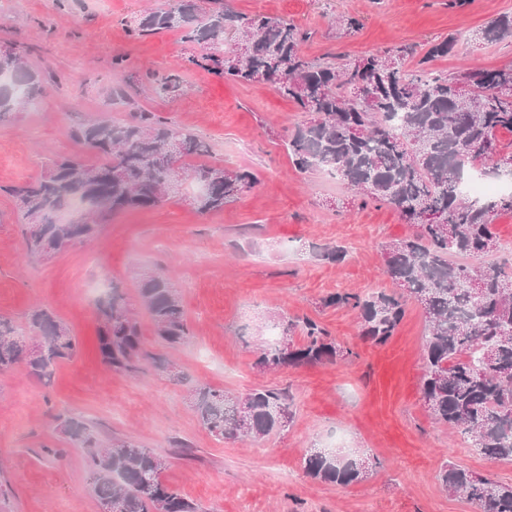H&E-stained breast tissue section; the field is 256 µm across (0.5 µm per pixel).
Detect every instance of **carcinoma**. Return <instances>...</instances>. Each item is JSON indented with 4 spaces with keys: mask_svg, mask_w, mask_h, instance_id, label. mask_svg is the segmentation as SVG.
<instances>
[{
    "mask_svg": "<svg viewBox=\"0 0 512 512\" xmlns=\"http://www.w3.org/2000/svg\"><path fill=\"white\" fill-rule=\"evenodd\" d=\"M209 3L201 14L194 0H167L125 24L126 32L139 40L180 30L184 40L210 49L190 57L192 65L242 85H271L309 114L288 140L296 168L338 179L364 203L391 205L415 228L411 236L381 246L383 273L396 290L336 292L322 305L356 311L361 337L384 345L408 303H418L427 322L420 393L431 418L460 433L485 459L512 462V265L474 264L501 250L494 219L512 212V193L477 202L459 189L467 171L489 177L512 173V65L457 77L426 69L453 51V37L429 43L411 72L404 64L414 49L403 43L343 62L311 59L302 51L309 33L287 19L240 15L227 0ZM479 37L486 43L512 41V12L487 22ZM0 76L12 78L0 84V121L44 92L42 75L19 51L0 54ZM70 137L105 162L87 166L56 158L41 176L6 188L25 220L30 257L98 234V224L58 220L75 201L85 212L107 203L115 214L170 199L179 187L166 155L171 140L182 144L180 167L198 184L199 212L222 211L257 183L246 169L190 164L210 153L209 142L151 112H139L125 124L78 122ZM139 296L161 343L176 347L189 338L179 293L168 278L145 272ZM97 309L96 350L104 366L130 374L143 363L165 368L145 349L123 294L112 289ZM29 321L45 350L24 359L11 322L0 318V372L23 363L30 376L48 380L58 364L80 353L81 343L45 308L32 310ZM285 330L288 339L298 332L303 341L260 350L257 369L335 363L352 355L311 318L290 320ZM191 401L200 423L218 440L277 434L293 419L292 398L282 389L233 394L202 385L192 389ZM60 428L84 451L89 485L101 505L115 502L119 512H202L162 480L165 459L154 450L129 441L104 447L97 432L73 417L61 420ZM303 468L311 478L339 486L369 475L362 461L326 449L307 454ZM436 478L480 512H512V485L448 460Z\"/></svg>",
    "mask_w": 512,
    "mask_h": 512,
    "instance_id": "1",
    "label": "carcinoma"
}]
</instances>
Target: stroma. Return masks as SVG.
<instances>
[{"label":"stroma","instance_id":"obj_1","mask_svg":"<svg viewBox=\"0 0 512 512\" xmlns=\"http://www.w3.org/2000/svg\"><path fill=\"white\" fill-rule=\"evenodd\" d=\"M158 0H0V52H25L45 91L0 123V317L16 335L32 336L29 313L51 310L82 342L81 354L59 365L50 381L24 366L0 372V512H103L84 468L83 452L57 417L79 416L103 438L129 440L166 460L163 480L204 512H477L443 488L444 460L511 484L512 463L461 450L460 434L432 420L421 400L425 317L409 304L385 345L364 340L356 312L320 307L327 295L392 290L382 273L381 246L412 234L394 208L353 199L339 182L299 171L288 138L304 113L268 84L240 85L190 65L205 45L179 31L131 39L123 20ZM244 15L283 17L311 32L309 58L350 59L398 43L425 52L429 42L462 38L433 70L456 75L512 63V42L475 37L487 21L512 12V0H230ZM347 15L361 28L338 35ZM122 58L113 69V58ZM175 73L180 88L157 93L154 77ZM132 84L128 100L113 87ZM155 112L213 147L215 163L247 169L253 188L219 212H198L196 186L183 178L161 206L108 216L97 236L48 258L25 251L23 221L7 186L39 176L47 159L97 156L68 136L75 120H129ZM342 208H333V201ZM341 246L340 262L321 248ZM177 288L191 336L175 348L158 343L138 288L145 270ZM118 285L135 313L145 347L169 371L108 370L93 346L96 283ZM310 317L352 351L337 363L259 371L253 363L271 342L280 317ZM231 392L277 387L294 397L293 423L280 434L216 441L191 406L190 386ZM347 434L370 475L342 487L308 477L304 456ZM189 445L182 454L180 445Z\"/></svg>","mask_w":512,"mask_h":512}]
</instances>
